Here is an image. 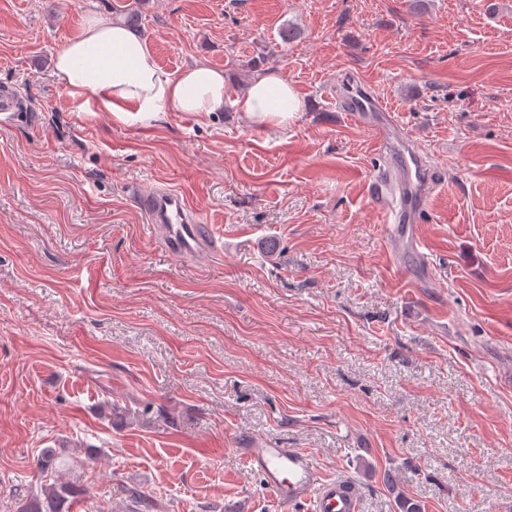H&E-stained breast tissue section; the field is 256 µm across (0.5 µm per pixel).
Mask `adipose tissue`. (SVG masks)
<instances>
[{"label":"adipose tissue","mask_w":512,"mask_h":512,"mask_svg":"<svg viewBox=\"0 0 512 512\" xmlns=\"http://www.w3.org/2000/svg\"><path fill=\"white\" fill-rule=\"evenodd\" d=\"M53 74L81 107L127 122L153 120L169 109L208 114L228 97L223 70L199 62L178 73L167 71L145 40L99 17L89 18L68 39ZM235 105L269 128L286 126L303 109L294 87L272 72L255 77Z\"/></svg>","instance_id":"adipose-tissue-1"}]
</instances>
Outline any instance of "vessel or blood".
<instances>
[{
  "mask_svg": "<svg viewBox=\"0 0 512 512\" xmlns=\"http://www.w3.org/2000/svg\"><path fill=\"white\" fill-rule=\"evenodd\" d=\"M344 111L363 124L374 125L376 148L388 158V166L372 183V193L383 206L386 235L395 248L420 251L422 241L409 226L419 219L423 199L430 189L421 184V159L408 145L385 105L364 87L350 88L341 100ZM139 205L149 219L153 237L179 256H195L213 251L215 234L204 228L188 200L174 190L140 195ZM249 468L263 479L266 488L288 506L304 501L308 512H357L359 494L355 484L322 479L309 451L303 448H276L257 444L242 449Z\"/></svg>",
  "mask_w": 512,
  "mask_h": 512,
  "instance_id": "obj_1",
  "label": "vessel or blood"
}]
</instances>
